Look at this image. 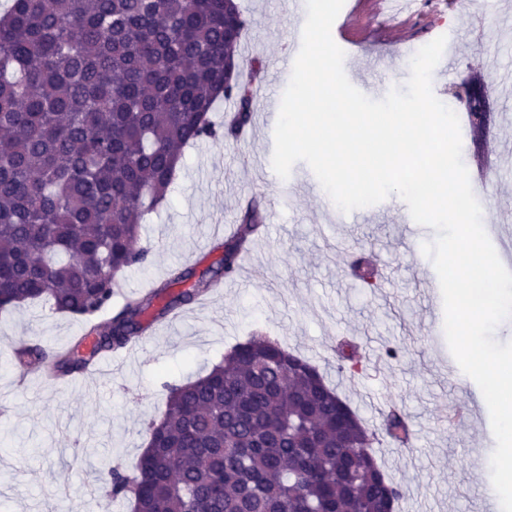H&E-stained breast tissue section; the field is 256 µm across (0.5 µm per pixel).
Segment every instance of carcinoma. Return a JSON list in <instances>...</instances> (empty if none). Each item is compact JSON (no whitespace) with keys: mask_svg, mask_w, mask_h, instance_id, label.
Listing matches in <instances>:
<instances>
[{"mask_svg":"<svg viewBox=\"0 0 512 512\" xmlns=\"http://www.w3.org/2000/svg\"><path fill=\"white\" fill-rule=\"evenodd\" d=\"M245 27L236 0H12L0 15V308L48 302L90 322L69 348H16L17 365L82 373L236 273L262 226L254 202L215 264L175 268L92 323L122 273L147 262L140 227L166 201L182 148L252 122L233 36ZM220 100L235 103L223 126L210 118ZM336 358L344 370L358 346L341 342ZM383 432L401 442L406 415L390 410ZM148 434L133 474L97 470L132 512H384L401 496L370 452L375 433L268 336L171 387Z\"/></svg>","mask_w":512,"mask_h":512,"instance_id":"carcinoma-1","label":"carcinoma"}]
</instances>
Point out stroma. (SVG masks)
<instances>
[{
  "label": "stroma",
  "instance_id": "stroma-1",
  "mask_svg": "<svg viewBox=\"0 0 512 512\" xmlns=\"http://www.w3.org/2000/svg\"><path fill=\"white\" fill-rule=\"evenodd\" d=\"M247 20L241 52L260 60L261 74L284 91L289 73L276 61L285 48L300 49L305 12L291 0H239ZM493 33L471 46L468 12L459 0H423L418 16L395 30L403 49L378 37L384 15L344 0L335 20L356 39L348 51L354 86L382 99L404 85L410 61L439 36L456 40L460 63L452 74L434 69V95L456 111L464 100L454 92L463 80L489 81L492 70L512 72V28L498 24L512 15V0H474ZM492 123L482 144L462 132V159L491 153L499 164L478 201L482 223L498 255L512 245V101L488 94ZM249 137L187 146L184 165L166 207L142 228L148 262L126 272L123 295L149 291L175 266L201 271L217 261L215 243L236 223L240 204L261 200L268 222L251 244L248 272L225 282L223 297L186 307L179 320L156 324L145 355L116 354L111 374L84 381L76 396L55 394L41 372L18 385L8 352L18 342L48 350L68 345L85 332L82 320L42 305L0 311V512H130L121 499L99 488L94 471L112 464L133 471L147 441L149 423L160 418L168 388L205 374L234 345L257 329L317 365L327 383L346 399L365 425L379 430L385 408L404 412L415 445L379 438L372 448L386 476L398 483L396 512H477L482 484L490 480L496 446L490 414L477 384L466 374L449 377L454 357L444 335L442 301H431L439 281L425 255L410 241H430L432 228L404 223L399 212L378 203L362 208V222L338 224L336 206L318 179L296 186L291 203L278 202L280 182L272 166L253 157L272 152V129L252 123ZM369 260L378 274L370 289L353 275L352 263ZM356 341L364 359L397 345L400 361L384 362L385 381L374 386L364 375L338 371L333 344Z\"/></svg>",
  "mask_w": 512,
  "mask_h": 512
}]
</instances>
